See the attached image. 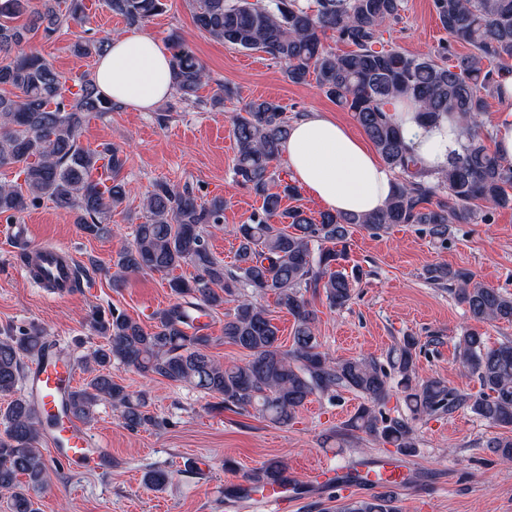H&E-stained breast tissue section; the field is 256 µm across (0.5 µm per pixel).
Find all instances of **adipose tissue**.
<instances>
[{"instance_id":"adipose-tissue-1","label":"adipose tissue","mask_w":512,"mask_h":512,"mask_svg":"<svg viewBox=\"0 0 512 512\" xmlns=\"http://www.w3.org/2000/svg\"><path fill=\"white\" fill-rule=\"evenodd\" d=\"M94 77L102 94L139 112L153 111L173 91L170 54L144 31L113 37ZM389 116L428 169L445 167L463 143L457 122L422 124L405 103L391 104ZM283 153L293 181L333 213L378 211L396 182L374 151L325 112L293 120Z\"/></svg>"}]
</instances>
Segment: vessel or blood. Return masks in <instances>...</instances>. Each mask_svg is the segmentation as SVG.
Instances as JSON below:
<instances>
[{
  "label": "vessel or blood",
  "mask_w": 512,
  "mask_h": 512,
  "mask_svg": "<svg viewBox=\"0 0 512 512\" xmlns=\"http://www.w3.org/2000/svg\"><path fill=\"white\" fill-rule=\"evenodd\" d=\"M9 234L15 247L21 248V269L27 277L51 289L57 298L71 293L76 276L75 256L71 249L57 244H36L31 240L29 225L14 224ZM76 380V369L68 357L47 346L34 362L25 378V390L38 407L45 429L53 444L54 459L69 466H88L111 461L110 449L100 447L98 442L77 422L61 415L62 405ZM367 477L359 484L337 483L338 495L347 496L355 489L393 491L401 484L397 469L376 470L366 466ZM295 491L288 482H280L268 488L261 496L265 512H286Z\"/></svg>",
  "instance_id": "1"
}]
</instances>
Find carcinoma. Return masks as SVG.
<instances>
[{
  "label": "carcinoma",
  "mask_w": 512,
  "mask_h": 512,
  "mask_svg": "<svg viewBox=\"0 0 512 512\" xmlns=\"http://www.w3.org/2000/svg\"><path fill=\"white\" fill-rule=\"evenodd\" d=\"M88 0H0V169L15 170L23 183H0V215L8 219L44 201L77 216L89 237L109 233L106 220L131 192L123 176L126 158L120 147L94 148L80 141L90 114L104 115L120 105L104 96L93 74H60L37 53L15 52L30 35L50 40L64 24L82 27L90 18ZM404 0H189L196 26L225 45L263 52L284 66L292 83L315 76L317 88L336 105L353 113L383 161L401 175L384 209L369 215L323 212L315 220L300 207L282 201L299 196L281 182L276 163L291 120L277 101L252 98L230 116L235 141L236 183L262 200L260 212L234 229L238 247L233 267L211 249L208 237L224 224V198L198 201L189 187L178 190L154 184L145 201L143 221L133 240L115 256L114 281L139 272L159 273L175 302L154 315L144 328L116 309L93 311L89 327L103 339L81 360L89 379L74 388L67 410L90 423L102 402L119 410L124 426L136 430L158 424L146 392L130 393L112 376V366L132 368L146 377L165 379L220 399L219 407L253 413L287 426L313 395H334L343 388L363 403L335 431L339 444L356 432L373 435L401 455L417 450L412 421L453 416L467 410L509 434L488 442L500 460L512 463V343L486 344L482 334L464 330L456 343L460 366L479 383L468 393L439 378L418 377L420 340L411 335L392 346L387 364L367 357L336 360L321 351L316 314L305 294L323 293L329 305L348 304L357 268L347 271L350 228L359 225L378 234L396 224L421 226V232L444 246L453 224H468L481 203L512 206V162L489 149L491 132L482 121L487 97H505L504 81L512 75V0H433L448 38L426 55L395 48L380 50L383 32L401 18ZM130 27L142 26L163 11L165 0H104ZM21 17L23 25L15 24ZM336 38L350 50L336 52L325 44ZM471 48L453 53V45ZM109 38H78V56L101 55ZM174 92L180 102L200 103L198 92L211 81L205 65L176 34L168 37ZM237 95L220 84L209 107L221 109ZM412 103L422 123L454 114L464 142L446 168L430 172L418 165L388 105ZM446 196L435 201L437 190ZM184 265L190 280L170 273ZM425 279L448 287L468 316L478 323L512 324V295L478 280L463 268L433 264ZM272 294L276 305L294 318L292 344L284 348L269 310L253 296ZM224 314V336L213 338L193 322ZM225 341L246 352L242 364H224L210 348ZM48 343L45 331L31 325L0 339V395L9 396L0 419V494L8 495L10 512H36L29 490L45 485L46 465L38 448L40 419L36 406L18 393L26 362H35ZM400 395L410 416H392L382 407ZM285 467L266 461L244 474L259 492L281 480ZM25 477L21 481L18 476ZM336 512H395L385 494L348 498Z\"/></svg>",
  "instance_id": "cac0c4a2"
}]
</instances>
